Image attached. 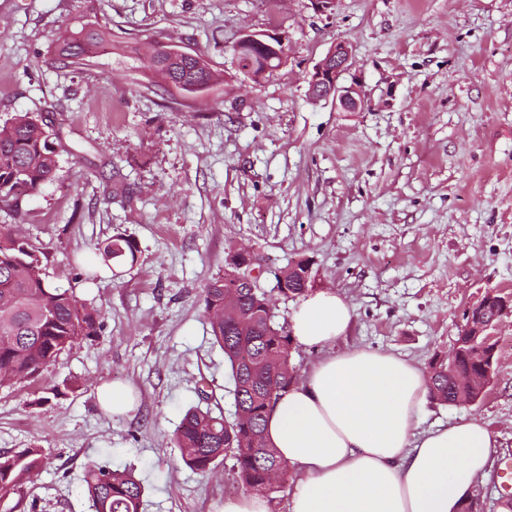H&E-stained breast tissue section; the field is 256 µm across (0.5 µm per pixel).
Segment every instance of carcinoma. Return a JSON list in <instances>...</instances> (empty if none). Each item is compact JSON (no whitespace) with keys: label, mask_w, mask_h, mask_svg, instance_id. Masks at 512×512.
Segmentation results:
<instances>
[{"label":"carcinoma","mask_w":512,"mask_h":512,"mask_svg":"<svg viewBox=\"0 0 512 512\" xmlns=\"http://www.w3.org/2000/svg\"><path fill=\"white\" fill-rule=\"evenodd\" d=\"M111 41V32L101 25L85 34L77 32L63 40L59 60L66 66L87 62L89 50ZM242 72L259 77L268 56L254 47L231 46ZM154 73L165 83H195L193 93L211 85L216 76L207 64L199 69L183 60L164 58ZM55 131L28 112L17 113L0 125V203L18 208L20 196L37 194L54 180L58 160L52 146ZM134 240L118 235L98 247L106 267L114 260H135ZM305 260L281 269L277 292L295 298L307 292L300 272ZM235 268L214 278L205 288L203 312L211 335L224 351L233 381L235 411L230 420L209 409H188L174 431L186 467L210 473L224 458L233 460L237 482L268 493L274 480L287 475V464L269 447L264 436L268 407L296 381L290 364L292 339L285 327L275 323L271 294L240 283L227 285ZM101 309L76 296L73 288H59L45 278L40 261L26 243L10 229L0 226V387L11 386L37 375L64 351L81 346L101 328ZM457 356L431 364V399L462 405L483 394L484 366L494 346H487L471 332L458 330ZM43 465L39 448L17 453L0 452V499L17 490L18 481L37 476ZM83 482L94 512H141L143 486L132 473L91 462Z\"/></svg>","instance_id":"cac0c4a2"}]
</instances>
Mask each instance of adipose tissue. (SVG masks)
Returning <instances> with one entry per match:
<instances>
[{"instance_id": "obj_1", "label": "adipose tissue", "mask_w": 512, "mask_h": 512, "mask_svg": "<svg viewBox=\"0 0 512 512\" xmlns=\"http://www.w3.org/2000/svg\"><path fill=\"white\" fill-rule=\"evenodd\" d=\"M348 302L331 290L291 316L295 343L324 354L270 407L265 437L297 474L289 512H458L498 453L476 419L415 434L429 379L414 363L334 345Z\"/></svg>"}]
</instances>
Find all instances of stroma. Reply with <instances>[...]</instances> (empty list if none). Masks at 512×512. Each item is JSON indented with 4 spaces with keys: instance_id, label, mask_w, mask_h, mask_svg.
<instances>
[{
    "instance_id": "35a3bbf8",
    "label": "stroma",
    "mask_w": 512,
    "mask_h": 512,
    "mask_svg": "<svg viewBox=\"0 0 512 512\" xmlns=\"http://www.w3.org/2000/svg\"><path fill=\"white\" fill-rule=\"evenodd\" d=\"M105 24L111 45L66 67L64 36ZM247 32L288 38L286 63L245 78L230 46ZM349 42L366 105L312 101L308 78ZM199 55L220 76L186 94L147 67L148 43ZM29 112L56 132L58 169L19 210L0 205L48 281L104 312L97 336L32 380L0 388V452L42 449L34 481L0 512H92L89 461L133 470L142 512H224L231 459L202 475L172 435L184 412H234L204 290L238 248L264 289L308 260L309 292L353 308L336 347H369L428 369L485 292L512 295V0H0V123ZM136 262L75 282L77 259L112 236ZM495 377L469 405L426 402L421 429L483 421L499 448L471 498L512 512V314L492 331ZM130 385L126 416L102 384ZM99 400L103 407L112 411V415H123L132 411L136 405V395L129 386L112 384L99 389Z\"/></svg>"
}]
</instances>
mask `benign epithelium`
I'll return each instance as SVG.
<instances>
[{
	"instance_id": "obj_1",
	"label": "benign epithelium",
	"mask_w": 512,
	"mask_h": 512,
	"mask_svg": "<svg viewBox=\"0 0 512 512\" xmlns=\"http://www.w3.org/2000/svg\"><path fill=\"white\" fill-rule=\"evenodd\" d=\"M247 45L256 46L269 55V61L284 64L286 61V36L282 33L248 34L241 38ZM352 49L344 41L337 42L313 68L308 81V94L311 99L332 100L344 112H360L365 106L364 97L355 84H343L342 77L349 70ZM228 262H234L239 269L238 281L249 283L255 281L261 272L258 258L249 251L238 250L233 252ZM495 298L492 291L485 293L479 302L468 307L464 320L467 327H474L479 319L483 307Z\"/></svg>"
}]
</instances>
